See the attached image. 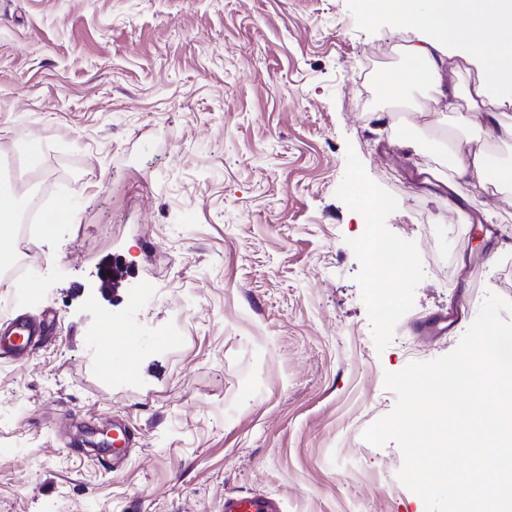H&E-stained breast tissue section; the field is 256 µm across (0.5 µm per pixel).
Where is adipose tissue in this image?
Instances as JSON below:
<instances>
[{
  "label": "adipose tissue",
  "instance_id": "ef3b65f1",
  "mask_svg": "<svg viewBox=\"0 0 512 512\" xmlns=\"http://www.w3.org/2000/svg\"><path fill=\"white\" fill-rule=\"evenodd\" d=\"M372 16L390 30L416 34L401 49L404 69L383 79V91L398 97L422 82L443 110L463 111L473 147L457 155L455 175L512 194V164L495 162L481 140L490 133L512 141V0H389ZM456 57L474 68V79L449 67Z\"/></svg>",
  "mask_w": 512,
  "mask_h": 512
}]
</instances>
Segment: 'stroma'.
Masks as SVG:
<instances>
[{"mask_svg": "<svg viewBox=\"0 0 512 512\" xmlns=\"http://www.w3.org/2000/svg\"><path fill=\"white\" fill-rule=\"evenodd\" d=\"M408 38L362 0H0V164L39 139L25 192L76 209L34 228L25 276L0 272V320L59 314L51 343L0 357V512H221L229 493L425 512L398 445L362 433L395 407L385 373L451 352L486 293L512 301V246L469 234L512 237V197L449 174L457 113L381 95ZM363 185L388 202L371 226ZM372 232L408 259L394 288L368 274ZM456 301L464 324L418 335ZM116 322L129 379L90 342ZM117 417L139 444L115 470ZM122 336H112L111 341L101 342V351L98 356V362L102 364H112V373L121 375H131L133 371L137 346L134 336L124 327L121 328ZM137 360L135 361L137 366Z\"/></svg>", "mask_w": 512, "mask_h": 512, "instance_id": "1", "label": "stroma"}]
</instances>
